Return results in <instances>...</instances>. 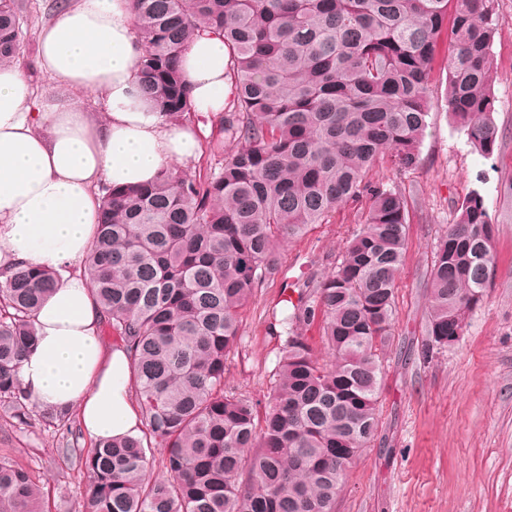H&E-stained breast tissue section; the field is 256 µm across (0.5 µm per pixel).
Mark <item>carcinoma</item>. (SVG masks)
Returning <instances> with one entry per match:
<instances>
[{
  "instance_id": "1",
  "label": "carcinoma",
  "mask_w": 512,
  "mask_h": 512,
  "mask_svg": "<svg viewBox=\"0 0 512 512\" xmlns=\"http://www.w3.org/2000/svg\"><path fill=\"white\" fill-rule=\"evenodd\" d=\"M143 97L163 120L194 111L180 58L224 36L234 87L210 150L236 148L205 179L180 168L107 187L84 261L104 326L125 348L143 429L80 453L88 512H336L349 468L378 431L407 250V201L369 181L418 163L432 64L448 37L446 105L468 143L498 150L492 45L498 0H130ZM21 4L0 0V63L21 55ZM367 203L336 270L268 310L277 340L268 406L224 391L240 310L281 271L278 246ZM494 220L472 190L436 246L424 350L455 344L495 276ZM54 276L0 283V400L26 418L20 365ZM319 324L332 359L305 331ZM159 467L166 478L150 476ZM0 512H50L31 473L0 458Z\"/></svg>"
}]
</instances>
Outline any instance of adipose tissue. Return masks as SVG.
I'll return each instance as SVG.
<instances>
[{
	"label": "adipose tissue",
	"mask_w": 512,
	"mask_h": 512,
	"mask_svg": "<svg viewBox=\"0 0 512 512\" xmlns=\"http://www.w3.org/2000/svg\"><path fill=\"white\" fill-rule=\"evenodd\" d=\"M141 46L128 0H68L42 28L38 57L59 91L33 101L19 65L0 66V273L16 265L57 280L34 317L37 345L22 388L44 409H78L94 440L139 434L123 347L105 348L101 309L80 265L96 234L102 186H137L198 158L185 123H168L139 95ZM222 36L194 35L182 69L196 111L224 110L231 86ZM100 96L86 111L77 93Z\"/></svg>",
	"instance_id": "ef3b65f1"
}]
</instances>
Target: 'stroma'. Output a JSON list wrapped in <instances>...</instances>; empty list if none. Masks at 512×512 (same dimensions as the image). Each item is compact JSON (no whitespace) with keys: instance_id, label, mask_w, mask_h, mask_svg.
I'll return each instance as SVG.
<instances>
[{"instance_id":"obj_1","label":"stroma","mask_w":512,"mask_h":512,"mask_svg":"<svg viewBox=\"0 0 512 512\" xmlns=\"http://www.w3.org/2000/svg\"><path fill=\"white\" fill-rule=\"evenodd\" d=\"M50 0H24L19 63L38 92L56 85L38 65L37 44L51 18ZM501 26L492 52L493 114L501 148L483 158L445 104L446 60L429 84V127L417 165L398 172L377 164L374 182L408 200L409 245L396 292L393 340L383 357L380 422L370 448L347 472L336 512H512V0H499ZM473 189L496 220V277L453 346L424 352L427 278L432 253ZM362 205L348 202L327 224L285 245L281 272L242 311L240 340L227 361L224 387L264 401L275 365L268 309L284 288L332 272L361 225ZM64 428L29 406L25 421L0 408V457L30 471L52 512H87L89 478L73 465Z\"/></svg>"}]
</instances>
